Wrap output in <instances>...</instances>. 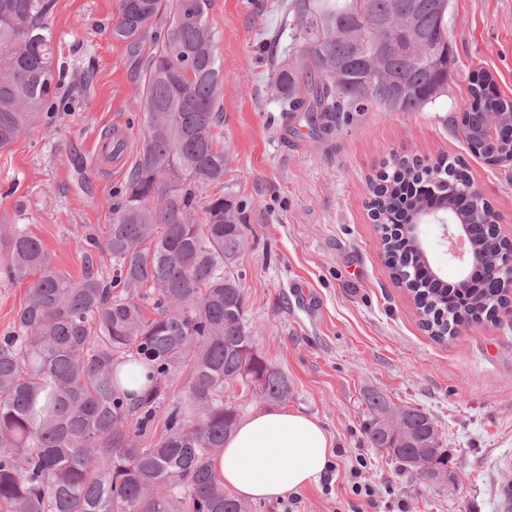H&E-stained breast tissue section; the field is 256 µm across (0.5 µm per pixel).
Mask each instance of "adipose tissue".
I'll use <instances>...</instances> for the list:
<instances>
[{
    "label": "adipose tissue",
    "mask_w": 512,
    "mask_h": 512,
    "mask_svg": "<svg viewBox=\"0 0 512 512\" xmlns=\"http://www.w3.org/2000/svg\"><path fill=\"white\" fill-rule=\"evenodd\" d=\"M332 455L333 441L315 417L264 409L226 437L213 469L239 497L272 501L317 482Z\"/></svg>",
    "instance_id": "ef3b65f1"
}]
</instances>
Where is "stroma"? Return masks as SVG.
<instances>
[{
	"mask_svg": "<svg viewBox=\"0 0 512 512\" xmlns=\"http://www.w3.org/2000/svg\"><path fill=\"white\" fill-rule=\"evenodd\" d=\"M287 0H212L210 22L224 65V125L230 155L224 185L245 204L249 248L235 263L258 350L288 378V410L316 417L334 455L316 484L297 494L298 512H351L353 483L377 489L368 512H512V307L496 320L462 324L436 341L397 285L379 248L368 207L370 183L397 157L461 161L512 242V164L473 156L459 117L469 78L482 67L512 99V0H449L448 36L458 67L447 97L421 112L374 109L353 115L335 137L305 132L277 139L272 72L298 65L280 39ZM116 0H56L55 46L92 81L70 94L49 126L0 147V224L29 225L60 270L80 277L77 236L103 232L112 194L141 147V90L124 43L114 41ZM130 135L127 155L102 149L105 136ZM436 420L448 471L426 482L404 472L364 439V397Z\"/></svg>",
	"mask_w": 512,
	"mask_h": 512,
	"instance_id": "1",
	"label": "stroma"
}]
</instances>
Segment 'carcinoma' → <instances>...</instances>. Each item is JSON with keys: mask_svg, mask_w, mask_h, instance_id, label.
Returning <instances> with one entry per match:
<instances>
[{"mask_svg": "<svg viewBox=\"0 0 512 512\" xmlns=\"http://www.w3.org/2000/svg\"><path fill=\"white\" fill-rule=\"evenodd\" d=\"M55 0H0V146L54 115L59 90L73 76L56 55ZM211 0H175L154 34L136 106L143 144L114 192L104 235L80 238L83 275L60 272L25 224H0V282H28L13 331L0 340V512H250L224 494L212 459L240 421L244 405L224 387L265 380L258 402L288 401V377L255 349L245 321L242 274L229 259L248 247L243 204L224 192L228 154L215 132L224 122V66L215 51ZM162 0H117L110 34L140 60ZM291 0L286 6L295 67L275 70L280 112L318 142L353 112L389 110L391 89L404 85L406 112H421L448 94L455 55L448 38V0ZM339 73H334V70ZM492 75L472 72V153L489 160L512 150V118L497 137L476 133L489 112L511 113L492 90ZM396 179L420 180L417 160L394 165ZM372 206L393 277L413 293L423 325L438 340L477 317L493 319L512 301L500 281L444 288L416 275L422 257L392 232V190L372 184ZM497 255L506 242L494 229H470ZM135 363L147 385L124 388L115 368ZM188 369L182 391L167 381ZM168 402L160 438L153 433ZM363 432L401 465L420 456L424 481L448 466L435 419L397 407L378 391L365 396Z\"/></svg>", "mask_w": 512, "mask_h": 512, "instance_id": "carcinoma-1", "label": "carcinoma"}]
</instances>
